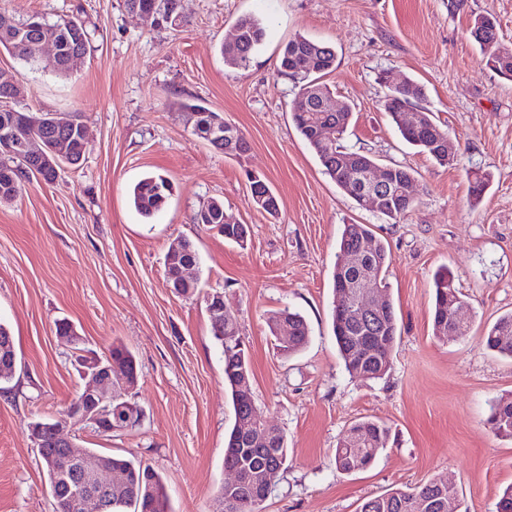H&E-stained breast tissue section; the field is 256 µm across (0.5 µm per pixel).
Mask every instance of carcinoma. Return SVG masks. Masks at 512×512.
<instances>
[{
	"label": "carcinoma",
	"instance_id": "1",
	"mask_svg": "<svg viewBox=\"0 0 512 512\" xmlns=\"http://www.w3.org/2000/svg\"><path fill=\"white\" fill-rule=\"evenodd\" d=\"M179 3L180 0H124L127 8L136 5L143 11L156 9L170 15V18L163 19V24L170 27L180 24ZM472 30L476 31L473 39L486 65L512 79V49L499 44V31L494 18L489 15L475 17ZM235 31V46L222 47V54L228 65L245 68L260 47L265 28L259 19L245 15L236 21ZM47 34L52 35L61 47L60 59L53 65L37 58V45ZM88 45L89 33L85 24L78 19L61 17L50 22L32 15L17 20L0 12V48L21 61L39 64L44 71L65 74L66 59L73 54L86 53ZM335 63L336 55L332 47L296 34L282 47L280 73L298 83V91L292 101V119L297 131L336 186L361 206V198L353 194L354 179L362 168L375 165L377 161L367 152L351 150L341 144L352 113L336 112L328 108V104L336 100V93L323 81ZM423 96L421 86L409 79L398 87L387 88L383 107L404 141L438 164L446 166L455 160V152L448 151V130L436 121L433 113L423 110L422 119L415 126H409L403 120L405 109L419 106ZM181 108L201 114L194 135L215 150L236 158L243 157L249 151V143L241 129L224 120L219 113L190 101L181 102ZM38 118V114L15 109L10 101H0V135L14 129L20 135L33 137L37 141L33 154L23 158L0 154V201L13 200L21 192L24 183L32 177L47 183L57 178L60 164L52 163L44 157L51 147L67 145L71 149L67 159L69 164L76 165L84 158L86 149L80 126L58 123L46 127L36 124ZM326 124L337 128V136L330 141L320 136V128ZM388 169L391 191L377 215L396 222L410 213L417 204L413 194L415 177L411 168L401 164L392 163ZM248 180L254 205L273 217L278 215V198L266 181L257 175L248 176ZM490 180L491 175L488 173H474L470 191L472 206L480 203ZM171 191L168 177L151 175L134 186L131 202L142 217L149 219L165 205ZM194 220L197 224L220 227L225 240L240 244L239 225L224 222L223 201L212 198L204 202ZM365 240L373 243L371 257L365 267L366 275L376 287L385 289L391 255L368 225H344L338 241L339 250L359 247ZM466 307L468 303L464 295L453 286L451 277L446 273L437 275L434 280L433 334L439 338L448 337V327L453 325L455 312ZM278 318L288 322V329L292 331L291 340L281 346V350L290 355L304 349L310 338L306 320L289 310L280 312ZM331 318L336 346L349 375L363 379L384 376L391 365L392 343L396 341L398 332L391 299H386L382 313L368 324L355 319L340 321L334 313ZM210 325L212 336L224 358V385L230 391L234 416L237 417L243 413L246 403L236 386L242 379L251 377L249 355L244 348L224 345L226 328L237 325L230 309H224L222 321L210 319ZM56 332L73 339V349L84 350L83 338L76 334L75 328L68 321H58ZM369 336L387 337L383 351L377 356L354 357L352 347ZM505 336L512 337V313L500 317L484 336L487 348L512 357V343H504ZM108 352L112 357L127 363V384L136 388L138 372L129 349L114 342ZM16 363L13 338L8 329L0 324V382L12 378ZM489 420L496 433L512 437V399L492 401ZM47 424L48 420L35 418L27 423V429H40L43 432L42 443L38 447L40 457H53L58 461L57 470L47 471L58 512H83V495L85 489L93 483V477L82 470L81 464L84 457L92 454V449L84 447L78 440L72 445L61 444L45 429ZM355 431L362 432L367 443L358 450L350 447L346 440L338 443L336 469L344 473H354L369 467L384 447L388 435L385 425L372 420L355 423L350 432ZM280 457H288L287 447L258 448L240 440L236 428H231L224 443V467L245 470L249 474V481L235 487L220 486L217 495L219 504L231 501L236 503L228 512H261V508L255 506V499L262 495L261 479L271 467L277 465ZM99 460L105 471L119 479V484L113 486L112 493L107 495L103 512H169L165 482L150 464L133 455H101ZM359 512H461V502L456 491L431 480L412 491L394 489L370 497L361 505Z\"/></svg>",
	"mask_w": 512,
	"mask_h": 512
}]
</instances>
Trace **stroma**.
<instances>
[{"label":"stroma","mask_w":512,"mask_h":512,"mask_svg":"<svg viewBox=\"0 0 512 512\" xmlns=\"http://www.w3.org/2000/svg\"><path fill=\"white\" fill-rule=\"evenodd\" d=\"M179 28L126 11L123 0H0L24 19L69 14L85 20L90 47L65 76L30 70L0 48V70L17 75L16 109L78 112L88 131L80 165L53 184L25 183L0 203V324L17 357L0 384V512H56L48 476L26 424L59 415L81 383L70 345L56 334L68 319L86 350L118 340L134 354L133 430L77 431L99 454H136L164 479L170 512H214L228 479L224 438L234 412L224 360L203 298L223 292L249 352L259 416L279 427L288 463L262 512H358L363 500L433 479L452 484L465 512H496L512 484V438L496 435L489 403L512 396V358L487 349L486 331L512 312V80L482 62L469 27L489 14L512 46V0H180ZM244 15L266 28L248 68L221 53ZM327 43L336 67L325 81L353 115L343 143L416 173V208L391 222L358 206L325 174L291 117L296 93L278 72L295 34ZM416 79L424 108L446 126L457 162L441 166L407 145L382 107L378 76ZM191 99L236 124L242 159L194 133ZM491 174L478 207L468 205L472 171ZM277 195L278 216L257 208L248 173ZM160 173L173 193L152 218L130 201L133 186ZM218 198L249 225L246 247L227 242L194 214ZM371 225L391 254L387 272L398 336L389 372L351 378L331 329L332 273L344 225ZM199 254L202 289L179 296L164 275L170 243ZM448 267L470 305L471 331L441 340L432 328L433 276ZM299 312L310 340L282 354L270 330L279 311ZM389 438L366 470L335 466L336 446L358 420Z\"/></svg>","instance_id":"obj_1"}]
</instances>
